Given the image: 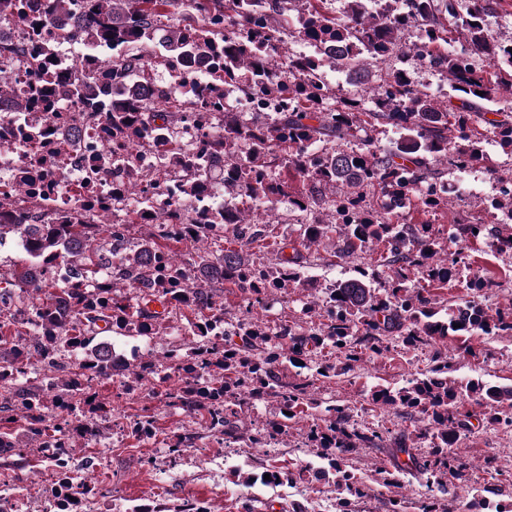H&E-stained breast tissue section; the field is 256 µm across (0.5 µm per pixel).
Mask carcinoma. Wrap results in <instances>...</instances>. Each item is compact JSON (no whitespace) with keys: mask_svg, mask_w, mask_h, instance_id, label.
Listing matches in <instances>:
<instances>
[{"mask_svg":"<svg viewBox=\"0 0 512 512\" xmlns=\"http://www.w3.org/2000/svg\"><path fill=\"white\" fill-rule=\"evenodd\" d=\"M35 2L31 7L28 0H0V21L28 29L25 53L32 65L23 90L0 77V102L49 112L53 96L99 111L112 129L114 165L127 148L192 121L195 150L167 139L155 186L177 181L181 198L195 200L212 179L209 161L222 157L224 206L187 224L178 208L152 211L140 204L127 221L151 231L127 248L125 229L104 215L94 224H24L15 209L25 202V185L0 191V211L8 209L0 219V242L11 234L20 238L30 257L20 275L0 273V284L7 293L18 279L35 311L28 343L0 336V449L17 448L11 424L20 418L25 435L43 450L72 449L73 437L107 428L109 418L93 391L95 381L112 376L101 333L166 336L170 319H185L184 335L192 337L185 351L140 361L131 370L132 382L122 386L129 393L150 377L176 378L165 405L206 424L226 445H257L288 433V422L302 407L317 405L313 387L322 378L345 375L364 358L397 346L428 348L432 366L423 377L400 387L379 385L368 396L375 407L422 417L423 426L394 437L393 457L406 455V464L393 462L379 478L357 476L352 460L360 449L379 446L384 431L353 420L345 404L325 406L309 424L305 445L316 449L335 477V512H360L356 505L372 498L376 487L401 489L408 477L424 480L425 492L414 501L396 493L386 502L387 512H454L461 490L470 499L464 512L481 501L491 512H503L498 492L472 483L453 444L472 430L474 419L512 428V385L448 376L451 358L437 344L474 334L512 338V302L487 306L503 283L475 276L472 298L439 312L437 299L419 283L446 288L469 269L468 255L447 250L449 242L483 237L494 252L512 259V168L490 172L492 190L480 199L478 215H461L444 236L432 224L397 220L402 204L427 213L447 207L446 173L482 167L487 145L512 156V100L501 96L512 95V37L494 38L487 28L502 0H387L379 13L369 0H338V9L331 0ZM51 27L61 42L78 38L112 51L138 45L141 54L112 55L77 75L58 64L56 44L46 39ZM291 42L330 46L334 55L291 56L288 68H280L272 50ZM403 54L447 79L450 94L441 100L420 90L408 70L393 65ZM486 61L497 68L489 71ZM174 62L186 70L187 96L159 89L144 95L141 89L152 85L148 69ZM201 63L213 65L203 86L191 75ZM327 66L368 75L365 93L333 91L324 79ZM227 86L241 97L271 101L286 90L288 107L252 120L228 108ZM197 109L222 117L221 123L204 126L193 115ZM391 129L399 137L386 149L381 141ZM285 166L302 179L303 189L279 179ZM143 179L139 167L122 164L112 193L135 198ZM244 197L270 209L287 200L288 212L306 217L301 245L327 240L341 261L377 250L388 274L356 265L321 301L305 302L300 321L271 328L254 320L253 309L264 307L271 295L308 281L295 247L290 255L279 247L273 264L244 255L273 236L272 224L250 223L237 206ZM214 226L232 230L239 247H224ZM161 239L185 245V253L171 255ZM58 259L70 276L66 287L55 289L50 268ZM217 284L234 286L246 297L244 316L225 332L224 303L212 292ZM119 288L135 293L136 306ZM204 294L210 303L201 306ZM75 351L76 364L62 361ZM467 398L480 411L463 409ZM247 402L277 403L279 420L268 430L241 434L238 422ZM154 423L150 413L138 415L136 436H154ZM194 440L187 430L168 436L169 463L176 465ZM424 444L428 450L422 453ZM265 473L296 483L310 476L304 467ZM444 495L448 508L442 511Z\"/></svg>","mask_w":512,"mask_h":512,"instance_id":"1","label":"carcinoma"}]
</instances>
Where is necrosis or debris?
<instances>
[{
  "instance_id": "necrosis-or-debris-1",
  "label": "necrosis or debris",
  "mask_w": 512,
  "mask_h": 512,
  "mask_svg": "<svg viewBox=\"0 0 512 512\" xmlns=\"http://www.w3.org/2000/svg\"><path fill=\"white\" fill-rule=\"evenodd\" d=\"M37 121L45 147L35 151L27 121L10 103L0 104V126L11 131L0 140V186L30 180L40 186L42 207L29 212L28 223H54L64 215L86 221L105 210L113 223H126L135 202L112 196L113 166L102 161L112 138L101 120L81 105L63 103Z\"/></svg>"
}]
</instances>
